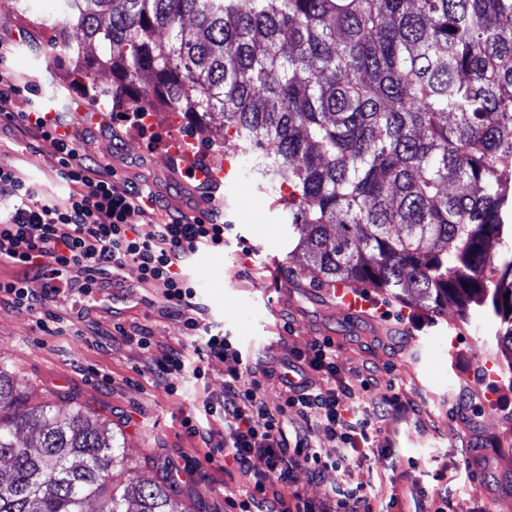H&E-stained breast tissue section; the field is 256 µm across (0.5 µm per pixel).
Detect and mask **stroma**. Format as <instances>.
Returning a JSON list of instances; mask_svg holds the SVG:
<instances>
[{
    "label": "stroma",
    "instance_id": "stroma-1",
    "mask_svg": "<svg viewBox=\"0 0 512 512\" xmlns=\"http://www.w3.org/2000/svg\"><path fill=\"white\" fill-rule=\"evenodd\" d=\"M25 4L24 13L0 18V37L12 45L0 70L20 89L15 111L49 102L68 121L79 106L103 105L111 128L80 130L82 153L111 165L119 183L150 180L173 212L224 223L223 250L196 254L187 267L196 299L206 308L208 329L223 331L261 363L285 360L289 350L331 339L344 371L373 369L372 397L395 392L413 403V410L381 422L383 446L357 464L354 483L381 501L398 495L404 512H431L428 493L443 470L451 512L480 507L512 512V371L497 357L481 308H471L465 320L451 313L437 317L365 288L361 294L370 308L364 316L338 314L333 287L320 284L317 271L292 252L290 218L279 192L252 170L247 156L216 141L205 124L156 110L152 122L142 126L130 119L126 100L98 102L55 51L63 0ZM174 142L207 163L230 164L223 204L200 210L181 182L161 179L171 165L168 147ZM0 161L19 168L46 195L60 199L68 192L56 157L38 150L36 140L3 119ZM138 276L136 267L127 266L121 287L99 292V305L83 311L78 337L44 335L34 317L1 304L0 366L14 373L32 402L79 406L119 435L132 476L171 484L197 512H237L232 502L245 488L244 477L223 469L221 461H205L201 440L187 436L182 426L190 415L213 437L223 436V422L205 415L202 404L220 393L231 363L198 362L200 336L164 317L158 296L138 289ZM282 288L288 291L286 302L269 311L266 295ZM105 300L111 310L102 308ZM114 322L123 332L110 331ZM139 325L152 330L154 349H140L127 337V330ZM178 343L186 367L171 394L155 386L151 370L159 347ZM198 366L204 369L200 378L193 373ZM104 374L110 385L101 384ZM466 387L487 394L470 423L455 412L458 393Z\"/></svg>",
    "mask_w": 512,
    "mask_h": 512
}]
</instances>
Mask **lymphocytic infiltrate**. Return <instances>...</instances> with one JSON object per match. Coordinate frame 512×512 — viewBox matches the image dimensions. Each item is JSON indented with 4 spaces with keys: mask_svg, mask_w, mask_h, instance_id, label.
I'll list each match as a JSON object with an SVG mask.
<instances>
[{
    "mask_svg": "<svg viewBox=\"0 0 512 512\" xmlns=\"http://www.w3.org/2000/svg\"><path fill=\"white\" fill-rule=\"evenodd\" d=\"M21 122L58 155L60 176L71 192L61 203L42 200L13 166L0 163V201L13 203L10 215L0 218V261L12 268L0 277V303L35 317L46 335L76 336L80 330L70 316L50 310L53 297L72 288L80 301L90 300L132 264L140 284L157 291L163 314L198 331L204 309L195 301L184 267L199 246L223 248V225L182 214L155 221L158 198L148 184L117 183L111 167L79 153L74 137L59 134L60 119L36 110L24 113ZM136 214L141 217L137 224L132 221ZM74 270L84 275L77 285L69 277ZM32 276L43 280L41 293L28 288ZM201 353L233 363L223 391L204 404L206 414L223 421L224 436L213 440L188 418L182 425L189 436L201 438L206 461L223 457L225 466L251 479L253 491L239 503V512H373L371 495L351 481L352 468L380 435L374 421L387 420L406 406L396 395L367 402L365 394L374 384L369 367L345 375L328 339L289 351L281 367L257 371L219 333L205 337ZM272 379L282 398L274 408L262 394L264 381ZM292 414L302 426L288 428ZM317 431L336 441L335 457L313 447ZM255 459L264 464L261 472L251 470ZM298 468L315 477L332 471L337 479L321 501L296 492L284 497L282 490Z\"/></svg>",
    "mask_w": 512,
    "mask_h": 512,
    "instance_id": "lymphocytic-infiltrate-1",
    "label": "lymphocytic infiltrate"
}]
</instances>
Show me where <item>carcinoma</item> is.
<instances>
[{
    "label": "carcinoma",
    "instance_id": "carcinoma-1",
    "mask_svg": "<svg viewBox=\"0 0 512 512\" xmlns=\"http://www.w3.org/2000/svg\"><path fill=\"white\" fill-rule=\"evenodd\" d=\"M61 30L76 78L112 74L96 97L220 116L288 186L321 283L482 307L512 370V0H64ZM1 465L0 512H193L165 483L114 486L116 436L27 407L0 368Z\"/></svg>",
    "mask_w": 512,
    "mask_h": 512
}]
</instances>
